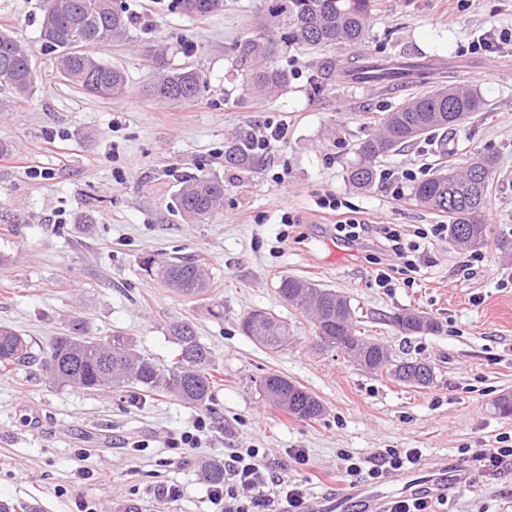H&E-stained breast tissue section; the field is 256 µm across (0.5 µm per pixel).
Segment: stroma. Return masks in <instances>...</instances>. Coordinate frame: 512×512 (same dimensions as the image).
Segmentation results:
<instances>
[{"instance_id": "1", "label": "stroma", "mask_w": 512, "mask_h": 512, "mask_svg": "<svg viewBox=\"0 0 512 512\" xmlns=\"http://www.w3.org/2000/svg\"><path fill=\"white\" fill-rule=\"evenodd\" d=\"M121 2L133 19L131 41L96 51L127 74L126 94L109 101L53 76L41 0H0V28L29 48L37 76L29 99L0 89V142L11 147L0 155V325L24 336L34 355L0 374V499L35 501L43 512H121L133 501L142 512H220L203 463L256 448L265 495L285 476L314 501L350 488L343 455L374 463L384 449L417 448L420 469L447 475V491L432 498L436 512H512V461L486 471L472 458L473 449L512 443V416L493 407L512 394V259L492 246L479 261L453 250L447 234L432 230L444 216L414 201L415 180L441 161V136L382 159L368 189L348 182L357 143L379 115L428 92L422 79L313 81L325 62L342 67L356 54L458 63L451 83L470 87L483 108L454 133L450 161L498 155L484 219L492 235L511 234L512 0H461L453 9L448 0H377L357 49L283 48L276 65L288 84L266 98L245 91L250 63L241 54L264 0H224L200 18L172 9V0ZM484 35L492 48L471 52ZM160 47L170 66L204 73L198 99L173 105L149 94ZM268 120L287 125L285 141L256 155L254 167L225 166V144ZM201 173L223 179L224 205L206 223L188 224L173 213L177 179ZM330 195L369 223L392 225L404 242L418 241L417 271L395 272L393 287H379L388 254L374 237L338 235L320 205ZM286 213L291 223H282ZM419 228L427 238L416 239ZM149 254L197 261L209 272L207 292L167 288L141 270ZM284 275L345 295L360 335L396 359L429 362L433 384L404 385L323 345L309 318L280 297ZM405 308L435 317L440 332L401 333L392 317ZM253 309L287 322L286 349L242 334L239 321ZM76 318L90 336L132 337L164 367L176 352L169 323L190 320L212 355V401L190 407L163 392L51 383L38 358ZM269 372L304 386L322 416L301 420L271 406L258 386ZM201 420L196 444L173 447ZM292 448L305 451V464L289 457ZM170 487L177 498L166 496Z\"/></svg>"}]
</instances>
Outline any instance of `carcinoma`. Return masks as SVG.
I'll return each instance as SVG.
<instances>
[{
  "label": "carcinoma",
  "mask_w": 512,
  "mask_h": 512,
  "mask_svg": "<svg viewBox=\"0 0 512 512\" xmlns=\"http://www.w3.org/2000/svg\"><path fill=\"white\" fill-rule=\"evenodd\" d=\"M223 5V0H173L181 11L204 17ZM375 0H268L257 32L243 45V54L252 58L253 68L245 85L251 92L271 94L288 82L287 74L276 68L273 57L278 43L289 38L311 46L357 47L366 36ZM131 20L125 10L110 11L108 0H42L41 38L54 53V76L85 93L102 99H118L126 93L125 70L99 59L94 48L130 39ZM161 73L153 94L168 103H187L199 98L206 88L201 72L191 67L165 66L164 53H155ZM407 68L393 61H354L343 73L359 81H392ZM0 86L18 99L33 95L36 78L27 49L9 30H0ZM482 109V99L466 86L437 88L416 96L382 115L378 131L357 144V161L348 169L349 183L358 189L370 187L377 176V163L416 140L436 131L451 132ZM224 163L248 167L253 154L242 142L224 150ZM498 169V157L477 154L460 166L442 168L421 180L414 188L417 203L448 216L449 243L462 251H477L488 243L483 217ZM224 201V180L216 175L185 174L175 195V212L187 223H201ZM142 268L158 270L164 283L183 296H197L209 288L206 268L190 259L166 261L145 256ZM280 296L311 316L318 336L352 346L361 352L367 369L391 371L394 359L381 344L356 334L354 312L347 297L293 276H283ZM398 329L409 335L433 334L439 322L417 309H405L393 317ZM240 330L264 347L279 351L288 346V326L276 315L254 309L240 319ZM178 346L176 361L165 368L132 347L129 337L114 334L106 339L86 335L84 322L72 321L70 332L58 337L41 358L46 377L54 384L87 392L112 387L143 392L165 391L184 404L204 406L212 397L216 381L209 349L200 342L193 324L176 321L169 326ZM27 339L8 326H0V370L31 360ZM404 383L421 388L433 383V367L420 360H404ZM264 396L278 409L303 420L321 416L323 405L306 389L277 374L259 381ZM204 478L213 487L224 486V463L204 465ZM0 512H41L38 503L19 504L0 500Z\"/></svg>",
  "instance_id": "obj_1"
}]
</instances>
